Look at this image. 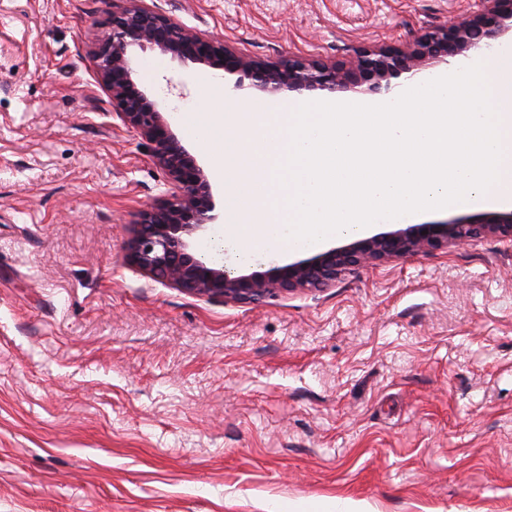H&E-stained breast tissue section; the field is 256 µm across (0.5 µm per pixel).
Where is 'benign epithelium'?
<instances>
[{"label": "benign epithelium", "instance_id": "1", "mask_svg": "<svg viewBox=\"0 0 512 512\" xmlns=\"http://www.w3.org/2000/svg\"><path fill=\"white\" fill-rule=\"evenodd\" d=\"M137 0H105V34L92 51L98 78L112 97V108L146 141L152 156L176 191L142 211L131 243L130 260L141 271L182 291L209 298L254 303L282 293L331 285L346 271L371 262L446 248L485 236L512 237V210L410 224L356 240L310 258L241 274L190 252V239L215 223L212 184L197 158L175 137L163 113L133 79L132 50L150 47L184 63L238 74L267 93H336L357 90L372 95L394 91L392 79L413 77L436 62L466 60L512 33V0H473L462 20L414 32L404 48L364 46L347 64L292 55L277 63L238 54L224 41L191 30L172 18L135 5Z\"/></svg>", "mask_w": 512, "mask_h": 512}]
</instances>
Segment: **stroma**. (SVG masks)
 I'll return each instance as SVG.
<instances>
[{"mask_svg": "<svg viewBox=\"0 0 512 512\" xmlns=\"http://www.w3.org/2000/svg\"><path fill=\"white\" fill-rule=\"evenodd\" d=\"M238 52L343 60L466 0H142ZM103 0H0V512H512V240L241 304L133 266L174 186L91 50ZM205 170L211 68L134 51ZM198 256L248 274L215 224Z\"/></svg>", "mask_w": 512, "mask_h": 512, "instance_id": "1", "label": "stroma"}]
</instances>
